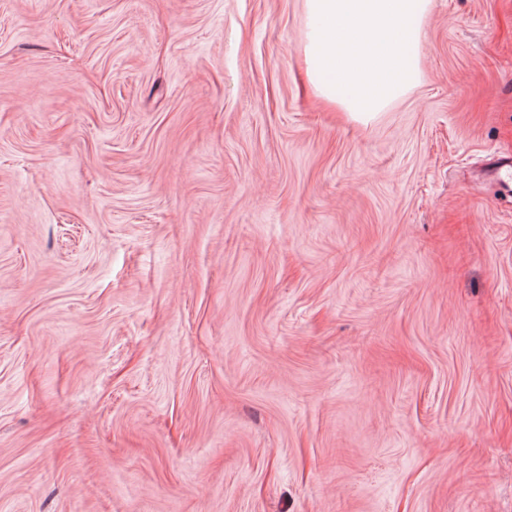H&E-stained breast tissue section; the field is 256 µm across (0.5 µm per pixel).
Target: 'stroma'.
<instances>
[{"instance_id": "obj_1", "label": "stroma", "mask_w": 512, "mask_h": 512, "mask_svg": "<svg viewBox=\"0 0 512 512\" xmlns=\"http://www.w3.org/2000/svg\"><path fill=\"white\" fill-rule=\"evenodd\" d=\"M322 102L304 0H0V512H512V0Z\"/></svg>"}]
</instances>
